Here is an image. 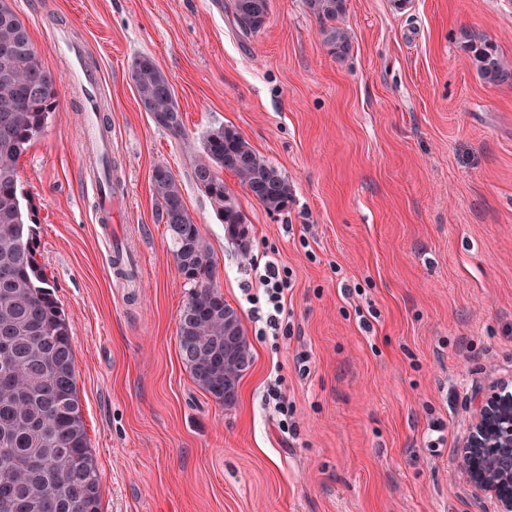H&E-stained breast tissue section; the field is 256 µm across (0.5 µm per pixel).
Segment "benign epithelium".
Masks as SVG:
<instances>
[{"label": "benign epithelium", "instance_id": "benign-epithelium-1", "mask_svg": "<svg viewBox=\"0 0 512 512\" xmlns=\"http://www.w3.org/2000/svg\"><path fill=\"white\" fill-rule=\"evenodd\" d=\"M458 455L476 498L493 501L494 512H512V376L481 393Z\"/></svg>", "mask_w": 512, "mask_h": 512}]
</instances>
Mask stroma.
I'll use <instances>...</instances> for the list:
<instances>
[{"label": "stroma", "mask_w": 512, "mask_h": 512, "mask_svg": "<svg viewBox=\"0 0 512 512\" xmlns=\"http://www.w3.org/2000/svg\"><path fill=\"white\" fill-rule=\"evenodd\" d=\"M9 3L60 82L17 173L36 260L71 323L102 512H492L459 472L458 442L474 387L512 372V86L484 83L462 44L493 43L512 63V0H347L341 57L305 0H271L253 35L232 0ZM61 35L99 73L95 96ZM141 55L168 77L184 138L140 105ZM90 108L110 128L107 154L83 138ZM219 126L293 192L273 214L222 172L249 225L245 257L192 179ZM104 156L124 191L108 241L91 189ZM159 164L253 353L230 408L180 357L191 288L153 196ZM120 246L137 261L136 287L112 273ZM270 253L294 281L291 331L277 337L248 299L251 265ZM275 384L291 406L286 432Z\"/></svg>", "instance_id": "stroma-1"}]
</instances>
